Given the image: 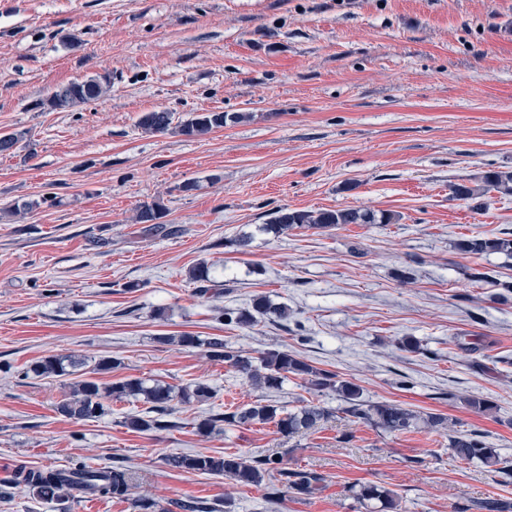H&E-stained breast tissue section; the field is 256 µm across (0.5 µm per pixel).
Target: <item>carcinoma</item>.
<instances>
[{"label":"carcinoma","mask_w":512,"mask_h":512,"mask_svg":"<svg viewBox=\"0 0 512 512\" xmlns=\"http://www.w3.org/2000/svg\"><path fill=\"white\" fill-rule=\"evenodd\" d=\"M110 81L105 77H87L73 81L56 89L48 99L53 110H66L79 104L94 102L105 96ZM239 115L223 112H193L188 117L175 120V113L167 110L143 113L137 126L145 133L157 134L175 131L188 137H200L221 128L227 122H236ZM491 192L512 195V171L489 170L481 174L471 184L452 186L453 196L466 201H475ZM162 211L156 205H143L136 215V223L144 225L149 235L167 234V225L159 222ZM400 216L391 211H371L363 209H319L315 211L288 210L274 211L271 223L265 230L276 235L297 228L332 230L343 224H395ZM457 249L469 255L505 253L512 255V239L490 238L473 235L461 239ZM188 278L195 285L197 294L205 296L218 287L212 276L211 267L200 263L188 272ZM225 324L253 326L263 319L272 322L288 319V306L273 305L264 297L253 300L249 309L223 311L220 313ZM164 341L178 343L185 347L209 349L212 356L224 359L256 388L279 389L288 376L293 375L319 391L336 393L342 401L339 411L356 422L367 424L388 434H402L430 428L448 431V449L453 458L462 461L478 460L494 470L506 475L512 464L500 458L495 449L489 447L478 432L461 433L448 428V417L441 414H422L400 404L373 403L361 400V389L356 384L336 379V375L317 370L306 361L291 354L286 349H267L257 357L244 356L239 351L227 349L224 341L218 338L202 339L191 334L167 336ZM81 364L69 356L50 355L33 362L28 372L37 377H52L69 388V394L61 401L57 410L64 416L87 420L100 418L108 413L106 402L115 399L143 398L151 404L146 415L126 418L124 424L131 430L144 432L168 427L166 417L172 410V402L182 404L203 403L211 398L210 387L196 384L179 391L175 387L155 381L148 386L140 378H130L120 382L104 384L93 377L74 378ZM336 416V411L317 404H307L295 412L278 417L277 408L269 404L253 403L236 408L224 417H208L198 423L197 431L207 436L216 431V424L223 421L229 425H248L255 422L276 421L278 431L285 436L303 434L315 429L322 421ZM166 463L177 469L201 474L224 476L239 485L260 486L265 478L273 473L281 476L286 491L296 495H308L317 490L323 477L311 471H288L278 468L280 460L272 457H247L240 454L209 456L203 454L170 456ZM132 477L128 470L118 467L92 468L86 465L55 470L17 471L12 483L26 488L33 496L46 502L62 501L74 496V492L100 497H124L131 488ZM356 498L358 503L368 508L379 505L377 512H398L399 501L395 494L376 484H364Z\"/></svg>","instance_id":"obj_1"}]
</instances>
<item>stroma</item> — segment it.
<instances>
[{
  "mask_svg": "<svg viewBox=\"0 0 512 512\" xmlns=\"http://www.w3.org/2000/svg\"><path fill=\"white\" fill-rule=\"evenodd\" d=\"M512 0H0V133L24 132L0 155V512H353V490H392L400 512H472L512 502V478L448 452L443 431L385 434L338 414L305 435L275 423L228 426L212 414L263 402L338 409L335 393L289 377L259 389L190 333L245 354L279 348L354 382L365 403L394 402L481 432L512 460V256L472 257L459 240L512 235V195L483 208L454 184L512 171ZM111 83L99 101L55 111L58 87ZM241 114L203 138L145 134L143 113ZM196 187L183 191L186 181ZM157 204L175 234L151 237L137 210ZM390 210L395 224L263 232L272 212ZM247 234L246 250L229 241ZM222 288L198 296L188 271ZM483 279L472 278V270ZM287 321H219L255 297ZM414 337L417 353L401 341ZM83 371L121 364L100 382L151 378L209 385L177 406L169 429L137 432L143 400L112 401L74 420L59 381L27 370L52 355ZM464 395L488 400L477 413ZM278 455L320 474L310 495L240 486L167 465L171 455ZM120 466L121 498L46 503L12 487L29 468Z\"/></svg>",
  "mask_w": 512,
  "mask_h": 512,
  "instance_id": "obj_1",
  "label": "stroma"
}]
</instances>
